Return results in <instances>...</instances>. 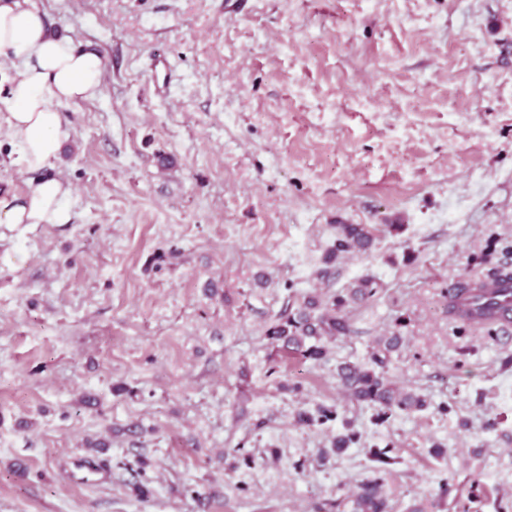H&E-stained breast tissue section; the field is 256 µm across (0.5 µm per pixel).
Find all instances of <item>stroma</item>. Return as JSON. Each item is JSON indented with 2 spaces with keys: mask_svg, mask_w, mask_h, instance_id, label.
I'll use <instances>...</instances> for the list:
<instances>
[{
  "mask_svg": "<svg viewBox=\"0 0 512 512\" xmlns=\"http://www.w3.org/2000/svg\"><path fill=\"white\" fill-rule=\"evenodd\" d=\"M38 4L106 66L60 108L73 221L0 226V512H336L373 479L392 512H512V345L448 315L512 268V0ZM5 95L0 199L31 179ZM340 224L376 247L325 282ZM366 276L323 361L268 338ZM394 332L427 406L385 417L336 367ZM97 442L111 483H68ZM482 283L479 281L472 280L471 282H465L460 284L458 287L452 288L448 291V298L450 300L449 311L456 318H463L471 316V309L469 300L479 303L481 300L480 289ZM461 317V318H460Z\"/></svg>",
  "mask_w": 512,
  "mask_h": 512,
  "instance_id": "35a3bbf8",
  "label": "stroma"
}]
</instances>
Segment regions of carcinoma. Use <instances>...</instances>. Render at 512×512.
<instances>
[{"label":"carcinoma","mask_w":512,"mask_h":512,"mask_svg":"<svg viewBox=\"0 0 512 512\" xmlns=\"http://www.w3.org/2000/svg\"><path fill=\"white\" fill-rule=\"evenodd\" d=\"M376 236L366 224H338L336 238L327 251L319 271L321 278H330L333 268L347 255H369ZM482 283L465 282L448 291L449 311L456 318L470 315L469 301L480 302ZM376 294V282L369 277L353 281L348 288L328 297L309 293L302 297L296 312L277 319L267 330L269 339L281 343L287 352L313 361L327 354L326 342L351 332L347 311ZM402 337L392 334L380 339L366 362H343L336 368L338 384L350 400L358 405L377 407L384 414L415 412L426 406L423 396L396 386L387 376L392 353L399 350ZM389 506L379 483L361 484L351 500V512H388Z\"/></svg>","instance_id":"1"}]
</instances>
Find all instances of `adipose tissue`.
I'll use <instances>...</instances> for the list:
<instances>
[{
    "mask_svg": "<svg viewBox=\"0 0 512 512\" xmlns=\"http://www.w3.org/2000/svg\"><path fill=\"white\" fill-rule=\"evenodd\" d=\"M0 61L13 67L7 103L17 163L38 176L23 196L0 201V225L70 223L71 189L52 174L70 138L58 108L99 93L103 57L51 32L37 0H0Z\"/></svg>",
    "mask_w": 512,
    "mask_h": 512,
    "instance_id": "adipose-tissue-1",
    "label": "adipose tissue"
}]
</instances>
